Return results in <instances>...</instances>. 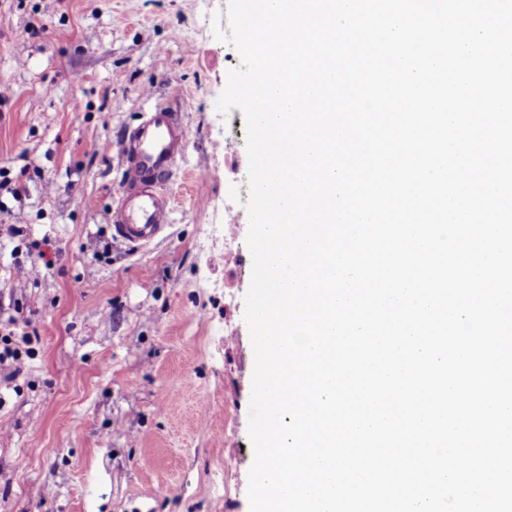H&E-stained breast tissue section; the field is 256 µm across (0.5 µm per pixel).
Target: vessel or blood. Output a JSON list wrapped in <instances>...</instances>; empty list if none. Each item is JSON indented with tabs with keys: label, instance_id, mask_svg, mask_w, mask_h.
Here are the masks:
<instances>
[{
	"label": "vessel or blood",
	"instance_id": "b4317fda",
	"mask_svg": "<svg viewBox=\"0 0 512 512\" xmlns=\"http://www.w3.org/2000/svg\"><path fill=\"white\" fill-rule=\"evenodd\" d=\"M184 132L183 114L158 103L120 137L126 174L111 211L113 237L142 246L164 236L172 214L167 179L183 155Z\"/></svg>",
	"mask_w": 512,
	"mask_h": 512
}]
</instances>
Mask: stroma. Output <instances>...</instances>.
<instances>
[{
  "instance_id": "stroma-1",
  "label": "stroma",
  "mask_w": 512,
  "mask_h": 512,
  "mask_svg": "<svg viewBox=\"0 0 512 512\" xmlns=\"http://www.w3.org/2000/svg\"><path fill=\"white\" fill-rule=\"evenodd\" d=\"M227 0H0V303L33 353L0 384V512H249L254 353L248 247L211 229L248 172L246 119L216 101L238 53L213 35ZM47 19L53 34L27 30ZM188 105L167 183L172 223L114 240L123 130ZM210 176L199 181L197 173ZM57 255L38 277L14 248ZM232 465H225V451Z\"/></svg>"
}]
</instances>
